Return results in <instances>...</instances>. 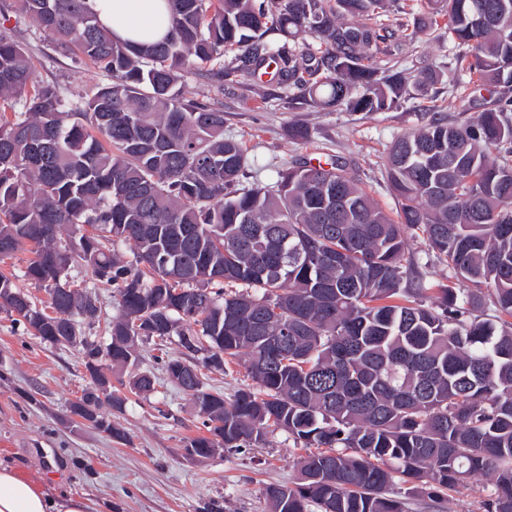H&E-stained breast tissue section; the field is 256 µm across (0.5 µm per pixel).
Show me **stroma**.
Returning a JSON list of instances; mask_svg holds the SVG:
<instances>
[{
    "instance_id": "stroma-1",
    "label": "stroma",
    "mask_w": 512,
    "mask_h": 512,
    "mask_svg": "<svg viewBox=\"0 0 512 512\" xmlns=\"http://www.w3.org/2000/svg\"><path fill=\"white\" fill-rule=\"evenodd\" d=\"M10 28L31 58L40 79L57 85L66 104L91 94L110 78L87 61L57 51L29 18L13 10L0 13V27ZM455 59L448 34H422L400 68L409 81L421 70L436 74L426 103L447 119L468 118L490 107L494 92L466 98L448 89ZM210 67H189L179 85L185 96L224 109L225 135L248 151L243 184H274L283 162L345 164L370 189L388 214L396 200L383 175L392 142L418 125L415 101L397 110L370 114L339 108H288L282 89L258 78L214 80ZM306 127L303 142L288 128ZM139 368L152 372L155 389L128 394L122 411L111 419L123 432L116 439L72 416L69 405L89 383L73 348L51 346L0 312V463L40 480L58 494L94 502L96 512H202L218 503L222 512H270L265 489L297 475L300 454L286 432L275 431L261 448L218 450L208 459L186 456L188 440L201 433L194 407L154 359L152 344L140 343Z\"/></svg>"
}]
</instances>
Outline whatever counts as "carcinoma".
I'll use <instances>...</instances> for the list:
<instances>
[{
	"mask_svg": "<svg viewBox=\"0 0 512 512\" xmlns=\"http://www.w3.org/2000/svg\"><path fill=\"white\" fill-rule=\"evenodd\" d=\"M167 2L171 31L135 43L112 38L92 0H14L110 82L68 108L0 28V256L33 254L22 275L0 274V311L34 286L53 315L14 321L41 341L94 325L98 296L67 280L86 267L115 293L111 366L137 367L134 336L176 343L162 368L208 432L186 447L261 448L282 430L305 450L296 481L267 487L271 512L438 509L478 476L482 512H512V0H428L413 28L385 22L388 0ZM441 24L471 50L451 92L503 94L393 142L397 221L335 160L286 162L274 185L237 188L247 152L224 136V111L176 89L185 68L228 55L219 79L264 73L290 104L389 112L410 96L397 59ZM409 237L448 277L414 275ZM213 349L226 365L245 358L253 385L228 400L206 389L198 353ZM78 351L91 382L70 413L118 438L101 407L125 398L101 393L94 349Z\"/></svg>",
	"mask_w": 512,
	"mask_h": 512,
	"instance_id": "carcinoma-1",
	"label": "carcinoma"
}]
</instances>
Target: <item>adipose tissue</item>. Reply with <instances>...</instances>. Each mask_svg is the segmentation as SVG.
Returning <instances> with one entry per match:
<instances>
[{"mask_svg":"<svg viewBox=\"0 0 512 512\" xmlns=\"http://www.w3.org/2000/svg\"><path fill=\"white\" fill-rule=\"evenodd\" d=\"M100 22L121 41H156L170 28L166 0H93ZM0 512H91L85 499L59 496L16 468L0 465Z\"/></svg>","mask_w":512,"mask_h":512,"instance_id":"obj_1","label":"adipose tissue"}]
</instances>
